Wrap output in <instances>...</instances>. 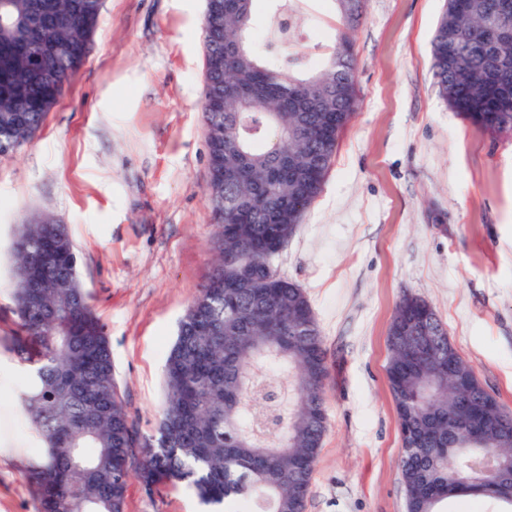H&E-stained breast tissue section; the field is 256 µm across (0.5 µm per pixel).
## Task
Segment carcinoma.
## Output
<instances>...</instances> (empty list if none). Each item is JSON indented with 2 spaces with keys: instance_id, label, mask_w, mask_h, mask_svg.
I'll return each mask as SVG.
<instances>
[{
  "instance_id": "1",
  "label": "carcinoma",
  "mask_w": 512,
  "mask_h": 512,
  "mask_svg": "<svg viewBox=\"0 0 512 512\" xmlns=\"http://www.w3.org/2000/svg\"><path fill=\"white\" fill-rule=\"evenodd\" d=\"M342 28L332 52L307 71L261 59L249 40L256 0H224L220 43L205 36L210 71L203 106L222 137L224 181L205 199L216 233L205 283L181 319L165 362L154 435L135 426L120 394L112 347L77 273L67 227L35 214L12 247L10 348L26 369L21 401L47 447L25 476L41 512H124L130 476L153 495L185 483L224 512H304L327 430V350L304 291L281 278L274 257L320 193L338 139L359 105L351 31L365 0H334ZM504 0H447L432 39L433 72L448 106L485 134L512 131V29ZM100 0H0V155L29 143L82 66ZM288 0H277L269 40L288 42ZM405 296L391 326L426 317ZM386 373L400 431L416 436L399 461L407 512H444L449 499L482 496L512 512V417L486 406L459 360L448 380V345L423 359L389 346ZM502 465L490 483L474 469L485 449Z\"/></svg>"
}]
</instances>
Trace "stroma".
<instances>
[{"mask_svg":"<svg viewBox=\"0 0 512 512\" xmlns=\"http://www.w3.org/2000/svg\"><path fill=\"white\" fill-rule=\"evenodd\" d=\"M299 29L253 42L282 64L326 57L333 0H292ZM445 0H368L353 33L360 106L322 190L275 261L306 292L328 351V428L305 512H406L387 333L404 294L429 302L486 390L512 411V135L490 138L439 97L431 40ZM204 0H104L88 56L23 149L0 155V512H39L23 471L43 444L20 400L10 250L20 224L67 225L78 272L142 433L157 430L177 323L211 264ZM125 512H203L184 487Z\"/></svg>","mask_w":512,"mask_h":512,"instance_id":"35a3bbf8","label":"stroma"}]
</instances>
